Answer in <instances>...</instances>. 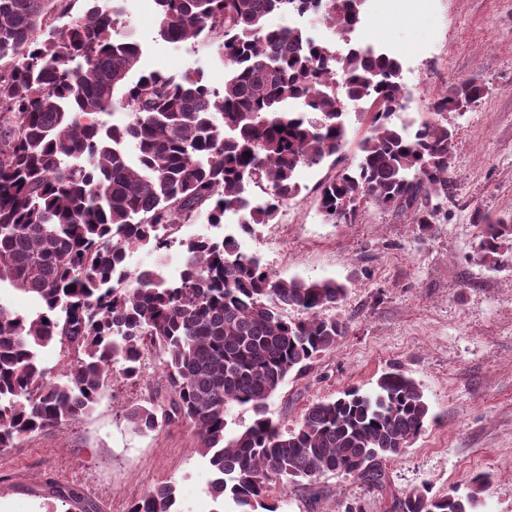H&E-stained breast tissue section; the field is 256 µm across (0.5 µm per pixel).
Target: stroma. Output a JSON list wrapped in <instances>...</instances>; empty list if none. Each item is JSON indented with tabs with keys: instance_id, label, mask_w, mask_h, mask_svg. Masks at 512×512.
<instances>
[{
	"instance_id": "obj_1",
	"label": "stroma",
	"mask_w": 512,
	"mask_h": 512,
	"mask_svg": "<svg viewBox=\"0 0 512 512\" xmlns=\"http://www.w3.org/2000/svg\"><path fill=\"white\" fill-rule=\"evenodd\" d=\"M126 31L142 46L141 73L177 77L196 69L223 88L226 71L215 45H173L158 36L154 0H123ZM352 45H371L403 64L411 96L396 122L426 116L433 96L470 80L484 97L451 114L455 151L448 198L431 229L408 215L361 203L351 224H333L318 207L317 187L338 171L332 162L296 173L299 196L270 224L241 240L244 252L282 277L330 278L347 294L337 313L350 323L335 350L292 375L269 413L293 424L308 404L356 386L373 390L397 368L424 389L431 417L404 453L387 462L391 491H465L473 474H491L481 512H512V258L499 271L476 254L481 227L474 212L512 216V0H365ZM162 357L147 350L144 377L113 376L95 408L75 424L0 451V512H60L59 501L30 493L52 483L77 489L101 512H128L158 484L175 480L179 512H218L213 472L187 424L134 433L125 412L166 399ZM321 492L291 486L280 512H344L359 500L366 512L388 503L343 474H327Z\"/></svg>"
}]
</instances>
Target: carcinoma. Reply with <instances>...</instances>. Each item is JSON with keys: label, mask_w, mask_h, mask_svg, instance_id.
Here are the masks:
<instances>
[{"label": "carcinoma", "mask_w": 512, "mask_h": 512, "mask_svg": "<svg viewBox=\"0 0 512 512\" xmlns=\"http://www.w3.org/2000/svg\"><path fill=\"white\" fill-rule=\"evenodd\" d=\"M0 0V286L39 304L21 315L0 302V449L89 414L112 374L143 378L146 348L164 359L167 404L126 410L139 434L190 425L215 479L214 498L234 512H278L275 485L308 486L328 473L387 492L384 465L424 431L430 406L400 370L371 392L356 387L310 403L291 428L268 402L292 374L336 349L349 322L325 314L347 294L333 279L284 278L241 250L238 238L180 241L181 271L130 269L134 247L170 248L172 230L203 213L237 216L239 232L273 221L301 193V166L339 161L348 142L342 96L368 104L357 160L319 185L323 215L350 224L362 202L411 212L425 230L429 201L448 193L454 127L447 115L478 102L484 86L456 81L434 96L431 117L396 126L402 65L373 49L345 53L298 26L270 29L271 14L314 15L345 39L363 0H156L170 44L219 40L223 90L201 72L134 76L141 45L120 34L123 9L100 0ZM70 17L61 29L55 16ZM257 187L267 195L250 206ZM481 264L512 252V218L475 211ZM60 347L55 378L40 351ZM253 420L228 429L230 410ZM488 476L464 494L390 493L388 512H477ZM54 497L98 506L75 489ZM176 481L129 512H179Z\"/></svg>", "instance_id": "1"}]
</instances>
